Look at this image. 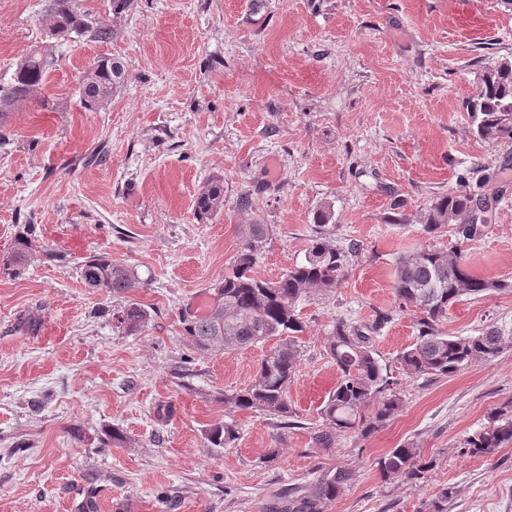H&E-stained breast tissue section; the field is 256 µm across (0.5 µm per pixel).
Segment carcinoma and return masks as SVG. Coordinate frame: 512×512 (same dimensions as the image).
Returning a JSON list of instances; mask_svg holds the SVG:
<instances>
[{
	"instance_id": "1",
	"label": "carcinoma",
	"mask_w": 512,
	"mask_h": 512,
	"mask_svg": "<svg viewBox=\"0 0 512 512\" xmlns=\"http://www.w3.org/2000/svg\"><path fill=\"white\" fill-rule=\"evenodd\" d=\"M88 14L90 9L84 7L83 0H48V40H68L75 35L108 41L111 29L100 22L89 26ZM55 62L52 44L33 47L16 64L10 78L0 82V116L35 98ZM126 80L127 70L121 59H99L78 81L82 107L99 110ZM467 111L473 114L478 138L512 144V61L502 59L487 67L477 97L467 105ZM223 207L224 184L214 178L198 195L196 211L204 217ZM478 208L474 197L461 191L436 199L425 215L423 231L432 233L454 223L456 242L445 250L421 248L399 258L395 265L393 290L398 308L417 313L416 339L396 355L400 370L409 377L451 376L474 363L490 362L505 347L512 346V329L507 331L496 322L472 336H450L442 329L448 308L460 298L481 297L512 287L506 280L475 275L466 262L461 245L481 232V225L474 223ZM331 218L328 206L317 212L304 259L272 280L252 274L267 225H241L233 273L211 287L213 303L201 313L188 309L181 312L184 335L194 349L204 354L217 355L276 340V346L260 359L250 384L242 390L224 392V404L285 420L295 415L288 401V387L301 357L299 334L304 332V322L298 307L313 292L333 293L349 258L359 251L354 244L345 249L332 244V228L328 227ZM34 234V225L23 226L7 260L0 264V272L14 278L23 275L32 255ZM80 273L86 287L108 296L124 294L140 284L132 269L102 255L88 257ZM116 320L124 332L136 335L145 330L150 313L130 303L119 311ZM393 320L392 309L376 312L372 322L359 326L339 318L325 337L326 355L336 365L338 380L320 409L321 424L313 434L321 447H331L345 433L368 438L402 410V394L373 348L374 334ZM238 438V428L232 422L215 425L205 433L207 442L216 448H229ZM511 444L512 409H501L464 440V449L473 456L489 458ZM432 465L433 461L424 459L421 449L412 442L390 449L376 461L384 481L421 480ZM354 479L351 468L326 472L307 492L288 498L284 512H324L327 502L336 499ZM453 494L448 486L439 489L422 502L420 512H448Z\"/></svg>"
}]
</instances>
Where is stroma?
<instances>
[{"label":"stroma","instance_id":"1","mask_svg":"<svg viewBox=\"0 0 512 512\" xmlns=\"http://www.w3.org/2000/svg\"><path fill=\"white\" fill-rule=\"evenodd\" d=\"M85 5L110 41L58 43L42 89L55 110L19 104L0 145V257L22 225L39 244L24 275L0 273V512H81L90 487L98 512H271L339 466L356 477L326 512H419L444 486L448 512H512V446L493 458L460 450L512 403V348L448 377L406 376L395 356L415 339L413 312L374 342L402 411L366 439L313 440L337 381L324 348L336 319L395 308V259L454 240L449 225L422 230L436 197L464 189L486 204L483 233L462 248L476 275L512 281V145L479 139L466 110L485 67L512 59V0H133L118 16L110 0ZM45 6L0 0V76L44 40ZM103 56L121 58L128 79L90 112L78 80ZM213 178L224 207L204 218L195 200ZM397 198L403 211L390 208ZM327 204L334 244L359 252L334 293L299 306L294 416L225 406L266 347L199 354L181 311L210 304L240 225H267L254 273L274 279L303 259ZM92 255L131 267L140 288L92 292L78 268ZM131 302L151 314L136 336L112 320ZM23 317L36 333L18 330ZM493 321L512 325V289L462 298L443 328L470 336ZM224 421L235 445L208 447L206 429ZM115 428L126 443L101 447ZM407 441L433 469L382 481L376 459Z\"/></svg>","mask_w":512,"mask_h":512}]
</instances>
